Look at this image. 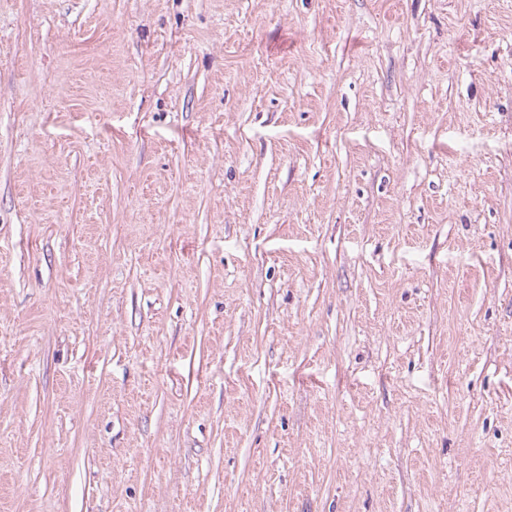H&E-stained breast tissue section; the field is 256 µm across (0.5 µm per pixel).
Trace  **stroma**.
<instances>
[{
  "instance_id": "stroma-1",
  "label": "stroma",
  "mask_w": 512,
  "mask_h": 512,
  "mask_svg": "<svg viewBox=\"0 0 512 512\" xmlns=\"http://www.w3.org/2000/svg\"><path fill=\"white\" fill-rule=\"evenodd\" d=\"M0 512H512V0H0Z\"/></svg>"
}]
</instances>
